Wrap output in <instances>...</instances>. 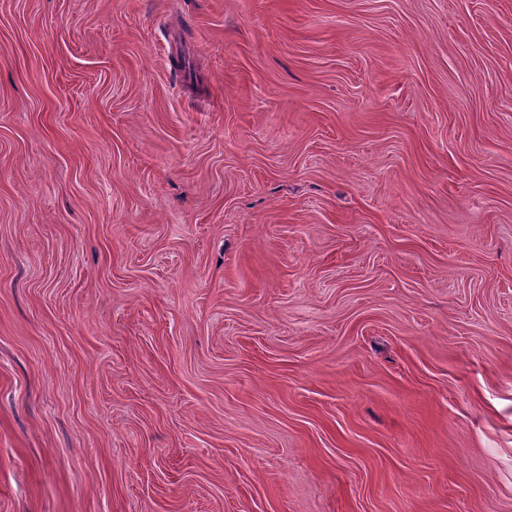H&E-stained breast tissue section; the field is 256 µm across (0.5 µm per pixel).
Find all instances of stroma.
<instances>
[{
  "instance_id": "stroma-1",
  "label": "stroma",
  "mask_w": 512,
  "mask_h": 512,
  "mask_svg": "<svg viewBox=\"0 0 512 512\" xmlns=\"http://www.w3.org/2000/svg\"><path fill=\"white\" fill-rule=\"evenodd\" d=\"M0 512H512V0H0Z\"/></svg>"
}]
</instances>
